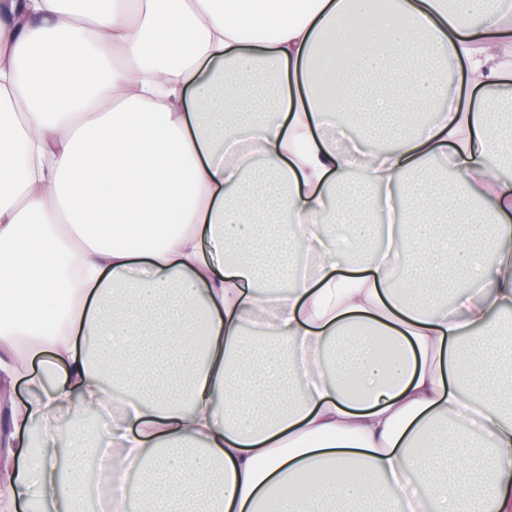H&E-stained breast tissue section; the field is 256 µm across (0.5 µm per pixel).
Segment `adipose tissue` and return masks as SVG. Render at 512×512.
I'll use <instances>...</instances> for the list:
<instances>
[{"mask_svg": "<svg viewBox=\"0 0 512 512\" xmlns=\"http://www.w3.org/2000/svg\"><path fill=\"white\" fill-rule=\"evenodd\" d=\"M371 4L0 0V385L30 390L0 512H80L108 437L142 512H512V179L484 160L512 157V0H386L376 28ZM354 110L400 113L392 146H337ZM433 157L497 238L426 189L393 217ZM357 167L383 252L337 191ZM113 402L104 434L57 418Z\"/></svg>", "mask_w": 512, "mask_h": 512, "instance_id": "adipose-tissue-1", "label": "adipose tissue"}]
</instances>
